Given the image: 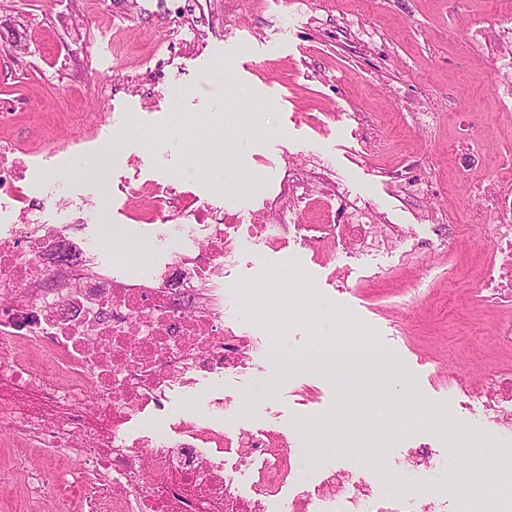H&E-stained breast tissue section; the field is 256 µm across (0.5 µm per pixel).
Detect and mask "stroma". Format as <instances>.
Masks as SVG:
<instances>
[{
    "instance_id": "35a3bbf8",
    "label": "stroma",
    "mask_w": 512,
    "mask_h": 512,
    "mask_svg": "<svg viewBox=\"0 0 512 512\" xmlns=\"http://www.w3.org/2000/svg\"><path fill=\"white\" fill-rule=\"evenodd\" d=\"M182 0H0V148L13 149L29 186L63 182L69 195L101 196L108 221L74 229L103 240L129 224L121 185L179 187L214 200L234 223L259 215L262 201L212 178L215 168L278 189L285 166H318L328 179L293 210L288 224H399L392 249L358 258L311 250H244L232 271L255 288L264 313L258 338L283 341L294 365L267 362L247 419H278L318 438L336 468L404 457L419 443L451 460L454 482L484 489L488 457H512V437L485 432L457 377H481L494 334L512 306L470 304L494 245L474 222L478 200L454 177L466 120L481 127L483 155L512 181V0H207L210 27L170 42L158 32ZM478 41L464 38L470 23ZM182 90L172 102L168 89ZM232 114L264 105L270 136L242 139L216 108ZM91 118L83 136L75 120ZM201 127L213 145L183 140ZM124 137L125 157L108 181L90 187L76 155ZM423 182L402 195L388 174ZM450 224L453 244L435 227ZM391 350L413 373L386 387L378 352ZM413 392L416 405L405 394Z\"/></svg>"
}]
</instances>
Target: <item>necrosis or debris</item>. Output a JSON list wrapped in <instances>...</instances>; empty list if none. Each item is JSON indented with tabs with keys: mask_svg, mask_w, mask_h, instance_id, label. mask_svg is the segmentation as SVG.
<instances>
[{
	"mask_svg": "<svg viewBox=\"0 0 512 512\" xmlns=\"http://www.w3.org/2000/svg\"><path fill=\"white\" fill-rule=\"evenodd\" d=\"M458 169L480 182L483 213L500 218L480 273L482 304L512 303V187L482 165L470 145ZM306 196L286 175L266 195L269 221L228 224L223 211L185 191H135L133 220L156 224L153 236L130 229L109 265L70 236L71 222L0 232V489L36 503L45 486L65 512H459L468 496L436 476L444 464L422 444L405 460L425 494L405 495L384 466L357 471L323 465L308 432L256 428L232 375L257 369L258 342L244 327L253 288L228 279L238 247L281 251L295 241L319 249L340 243L358 253L376 241L396 245L400 229L377 224H280L273 218ZM241 313L224 320V294ZM203 390L202 410L171 413L175 390ZM486 425L512 434V369H489L469 394ZM147 416L150 434H132ZM72 460L56 466L58 456ZM248 478L238 490L237 476Z\"/></svg>",
	"mask_w": 512,
	"mask_h": 512,
	"instance_id": "obj_1",
	"label": "necrosis or debris"
}]
</instances>
